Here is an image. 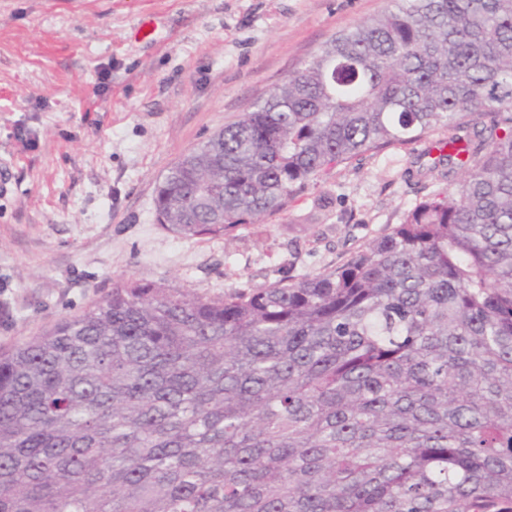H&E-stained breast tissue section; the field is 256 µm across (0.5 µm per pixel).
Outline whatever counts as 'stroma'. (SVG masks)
I'll return each mask as SVG.
<instances>
[{
    "instance_id": "1",
    "label": "stroma",
    "mask_w": 512,
    "mask_h": 512,
    "mask_svg": "<svg viewBox=\"0 0 512 512\" xmlns=\"http://www.w3.org/2000/svg\"><path fill=\"white\" fill-rule=\"evenodd\" d=\"M391 0H0V349L132 278L218 298L315 275L446 190L431 138L336 164L226 236L157 223V183Z\"/></svg>"
}]
</instances>
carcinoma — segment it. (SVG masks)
<instances>
[{
  "label": "carcinoma",
  "instance_id": "carcinoma-1",
  "mask_svg": "<svg viewBox=\"0 0 512 512\" xmlns=\"http://www.w3.org/2000/svg\"><path fill=\"white\" fill-rule=\"evenodd\" d=\"M437 135L448 191L316 275L117 280L0 352V512H512V0H393L184 154L159 224L228 234Z\"/></svg>",
  "mask_w": 512,
  "mask_h": 512
}]
</instances>
